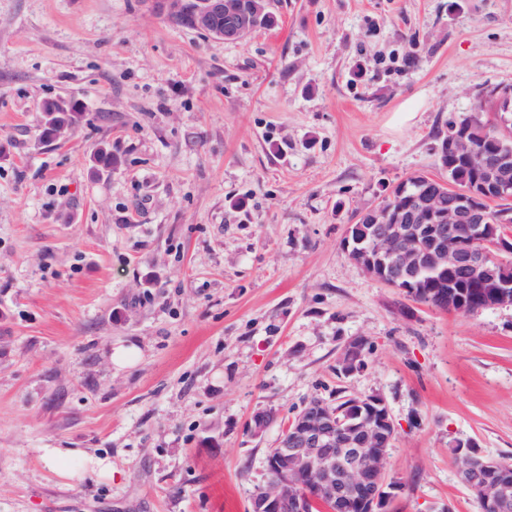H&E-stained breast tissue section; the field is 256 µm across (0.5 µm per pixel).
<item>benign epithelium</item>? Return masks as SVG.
I'll use <instances>...</instances> for the list:
<instances>
[{"label": "benign epithelium", "mask_w": 512, "mask_h": 512, "mask_svg": "<svg viewBox=\"0 0 512 512\" xmlns=\"http://www.w3.org/2000/svg\"><path fill=\"white\" fill-rule=\"evenodd\" d=\"M271 0H194L192 22L216 39L240 40L266 25ZM480 98L497 112L512 110V85L487 88ZM441 158H455L471 172L473 182L423 176L421 189L399 196L389 205L363 213L365 223L351 224L345 247L370 241L374 255L389 269L385 284L397 288L430 272L437 276L462 269L468 278L486 280L493 252L506 251L502 225L512 223L504 212L492 222L489 202L512 188V148H476L460 131L438 148ZM380 426L367 419L336 429V413L320 403L311 405L286 426L269 459L274 471L253 500L252 512H345L354 501L360 512H383L392 494L383 468L387 430L395 432L390 412ZM497 461L478 466L474 456L460 459V481L476 496L482 512H512V485L493 480Z\"/></svg>", "instance_id": "obj_1"}]
</instances>
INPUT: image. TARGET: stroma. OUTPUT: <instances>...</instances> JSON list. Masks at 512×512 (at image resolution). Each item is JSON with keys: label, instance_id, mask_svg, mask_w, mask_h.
<instances>
[{"label": "stroma", "instance_id": "1", "mask_svg": "<svg viewBox=\"0 0 512 512\" xmlns=\"http://www.w3.org/2000/svg\"><path fill=\"white\" fill-rule=\"evenodd\" d=\"M270 12L224 41L156 0H0V512H250L287 421L342 396L393 417L388 512H480L456 442L512 462V305L439 310L343 247L393 186L445 177L448 118L512 85V0ZM58 97L83 119L39 142ZM47 448L112 472L61 477ZM77 457L83 458L86 471L101 474H111L112 472V463L107 458L88 455L78 448H47L44 453L45 463L55 473L63 477L73 476L69 464Z\"/></svg>", "mask_w": 512, "mask_h": 512}]
</instances>
